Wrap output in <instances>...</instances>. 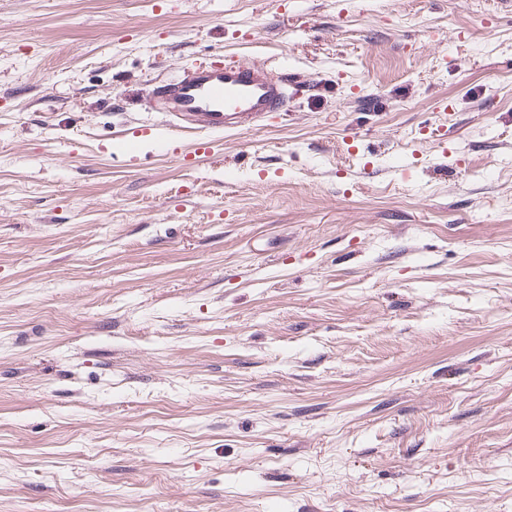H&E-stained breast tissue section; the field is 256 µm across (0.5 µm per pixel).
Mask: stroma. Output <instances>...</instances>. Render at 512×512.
<instances>
[{
  "label": "stroma",
  "mask_w": 512,
  "mask_h": 512,
  "mask_svg": "<svg viewBox=\"0 0 512 512\" xmlns=\"http://www.w3.org/2000/svg\"><path fill=\"white\" fill-rule=\"evenodd\" d=\"M0 512H512V0H0ZM288 84L263 65L242 61L201 63L156 88L160 112L179 133H220L287 106Z\"/></svg>",
  "instance_id": "1"
}]
</instances>
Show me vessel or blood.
Listing matches in <instances>:
<instances>
[{
    "instance_id": "b4317fda",
    "label": "vessel or blood",
    "mask_w": 512,
    "mask_h": 512,
    "mask_svg": "<svg viewBox=\"0 0 512 512\" xmlns=\"http://www.w3.org/2000/svg\"><path fill=\"white\" fill-rule=\"evenodd\" d=\"M160 110L181 133L242 129L287 106V84L263 65L242 61L202 63L162 81Z\"/></svg>"
}]
</instances>
